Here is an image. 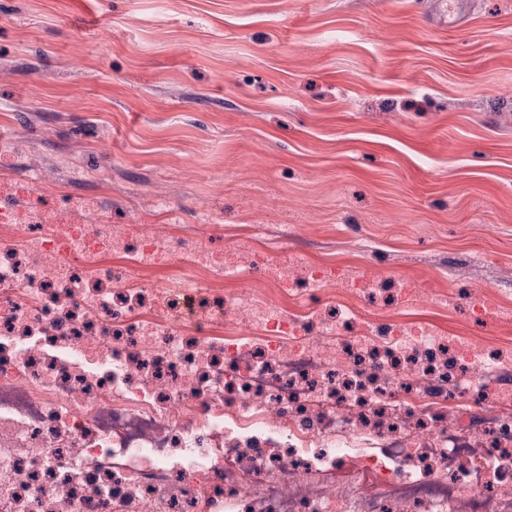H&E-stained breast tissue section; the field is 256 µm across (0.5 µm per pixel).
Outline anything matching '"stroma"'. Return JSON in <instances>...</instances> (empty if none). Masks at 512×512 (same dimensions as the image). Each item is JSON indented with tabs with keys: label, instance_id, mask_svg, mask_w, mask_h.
I'll list each match as a JSON object with an SVG mask.
<instances>
[{
	"label": "stroma",
	"instance_id": "1",
	"mask_svg": "<svg viewBox=\"0 0 512 512\" xmlns=\"http://www.w3.org/2000/svg\"><path fill=\"white\" fill-rule=\"evenodd\" d=\"M0 182L512 306V0H0ZM502 350L512 323L358 303Z\"/></svg>",
	"mask_w": 512,
	"mask_h": 512
}]
</instances>
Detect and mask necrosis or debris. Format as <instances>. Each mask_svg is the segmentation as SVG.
<instances>
[{
	"instance_id": "necrosis-or-debris-1",
	"label": "necrosis or debris",
	"mask_w": 512,
	"mask_h": 512,
	"mask_svg": "<svg viewBox=\"0 0 512 512\" xmlns=\"http://www.w3.org/2000/svg\"><path fill=\"white\" fill-rule=\"evenodd\" d=\"M177 253L190 273L139 287ZM242 263L164 224L0 210V512H512L498 353L401 323L377 344L352 309L286 300L298 283L365 297L378 273L280 269L263 301L200 279ZM464 399L486 415L469 444L448 418ZM339 468L344 488H312Z\"/></svg>"
}]
</instances>
